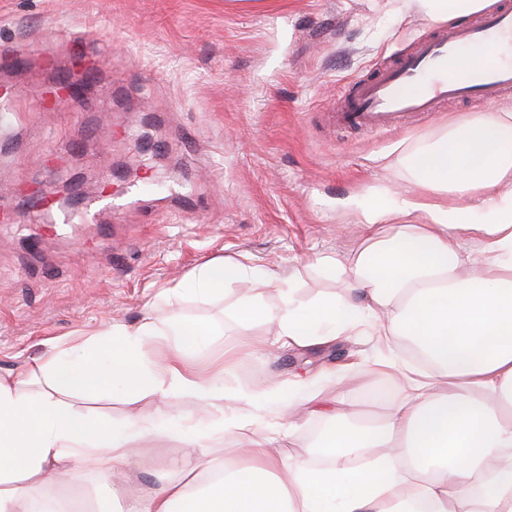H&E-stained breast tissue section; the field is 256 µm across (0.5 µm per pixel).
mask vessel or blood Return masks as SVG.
Instances as JSON below:
<instances>
[{
  "label": "vessel or blood",
  "mask_w": 512,
  "mask_h": 512,
  "mask_svg": "<svg viewBox=\"0 0 512 512\" xmlns=\"http://www.w3.org/2000/svg\"><path fill=\"white\" fill-rule=\"evenodd\" d=\"M496 35L512 37V0L475 22L448 24L393 67L360 79L327 118L341 128L388 130L445 101H496L512 93V65L474 73L454 64L460 45H481Z\"/></svg>",
  "instance_id": "b4317fda"
}]
</instances>
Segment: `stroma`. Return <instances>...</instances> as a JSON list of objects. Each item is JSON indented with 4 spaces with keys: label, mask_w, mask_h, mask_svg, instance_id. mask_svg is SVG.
<instances>
[{
    "label": "stroma",
    "mask_w": 512,
    "mask_h": 512,
    "mask_svg": "<svg viewBox=\"0 0 512 512\" xmlns=\"http://www.w3.org/2000/svg\"><path fill=\"white\" fill-rule=\"evenodd\" d=\"M438 28L416 9L392 13L386 0H0V65L28 68L0 75L21 109L0 118V215L20 193L48 195L55 206L0 223V375L41 364L76 334L135 326L150 313L208 324L192 366L200 374L223 366L226 409L236 407L233 392L261 381H310L332 369L335 379L322 385L327 401L363 421L382 417L389 401L373 393L383 385L396 392L399 383L374 368L389 346L372 329L285 347L263 322L244 328L233 315L251 294L277 305V284L247 276L203 295L193 282L206 264L245 256L309 307L338 293L317 261L349 253L368 199L407 187L417 219L421 205L456 206L410 185L402 159L482 106L449 102L392 131L323 121L356 80L394 65ZM92 63L99 70L85 96L49 111L60 77ZM144 175L149 195L101 209L96 224L54 229L55 211H77L104 183L119 191ZM243 332L256 342L246 352L233 348ZM67 402L104 426L138 422L131 498L157 486L166 464L184 454L173 423L213 418L187 395ZM297 408L282 417L261 403L245 407L253 424L225 433V456L264 446L290 463L320 465L312 444L328 422L306 403ZM65 491L113 512L92 472L37 489Z\"/></svg>",
    "instance_id": "obj_1"
}]
</instances>
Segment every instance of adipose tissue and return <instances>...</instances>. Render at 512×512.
I'll use <instances>...</instances> for the list:
<instances>
[{"label":"adipose tissue","instance_id":"ef3b65f1","mask_svg":"<svg viewBox=\"0 0 512 512\" xmlns=\"http://www.w3.org/2000/svg\"><path fill=\"white\" fill-rule=\"evenodd\" d=\"M403 163L412 184L458 194L468 206L436 205L424 223L390 224V213L410 215V202L375 200L349 254L321 262L339 294L310 314L287 298L275 307L246 298L235 315L243 324H274L285 345L325 341L367 316L380 335L419 342L426 371L398 355L387 362L405 386L374 426L351 421L307 388L264 384L241 393L243 403L263 402L282 414L297 396L316 404L331 422L316 442L329 449L328 466L304 470L257 447L234 460L212 459L202 478L188 454L170 465L163 485L123 512H512V111L456 123ZM478 210L480 224L472 221ZM464 231L480 239V257L464 255ZM208 333L201 322L163 326L150 317L134 327L113 324L92 345L75 340L41 369L0 376V512H34L36 487L59 472L77 479L89 470L108 484L131 463L137 423L97 425L56 391L184 394L220 408L223 380L187 368ZM162 340L167 364H146L145 346ZM365 455L374 465L353 469L352 457ZM194 474L198 482L185 484Z\"/></svg>","mask_w":512,"mask_h":512}]
</instances>
